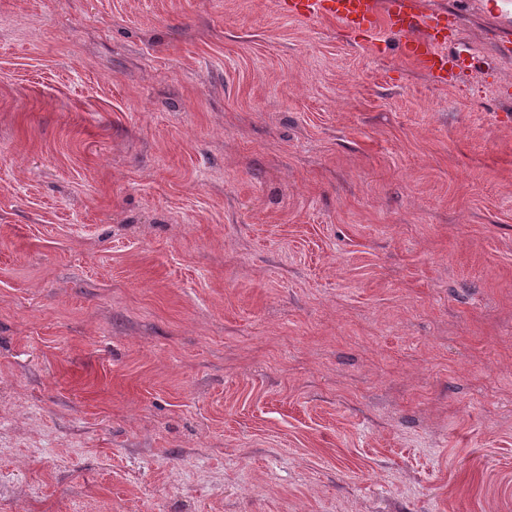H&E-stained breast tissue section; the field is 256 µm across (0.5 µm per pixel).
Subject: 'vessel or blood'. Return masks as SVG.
Here are the masks:
<instances>
[{
  "label": "vessel or blood",
  "instance_id": "1",
  "mask_svg": "<svg viewBox=\"0 0 512 512\" xmlns=\"http://www.w3.org/2000/svg\"><path fill=\"white\" fill-rule=\"evenodd\" d=\"M279 5L288 14L333 19L368 36L381 28L404 35L402 56L438 80L451 62L442 51L446 12L421 11L416 0H279Z\"/></svg>",
  "mask_w": 512,
  "mask_h": 512
}]
</instances>
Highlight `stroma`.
Listing matches in <instances>:
<instances>
[{
    "mask_svg": "<svg viewBox=\"0 0 512 512\" xmlns=\"http://www.w3.org/2000/svg\"><path fill=\"white\" fill-rule=\"evenodd\" d=\"M437 83L277 0H0V512H512V0Z\"/></svg>",
    "mask_w": 512,
    "mask_h": 512,
    "instance_id": "1",
    "label": "stroma"
}]
</instances>
